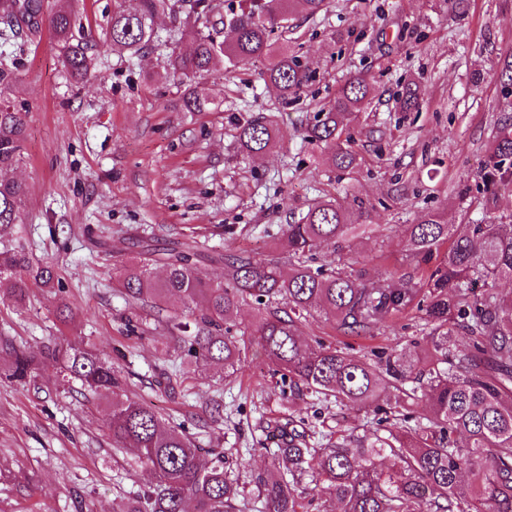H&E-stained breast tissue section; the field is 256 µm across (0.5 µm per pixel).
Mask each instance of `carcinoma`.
Segmentation results:
<instances>
[{
  "label": "carcinoma",
  "mask_w": 512,
  "mask_h": 512,
  "mask_svg": "<svg viewBox=\"0 0 512 512\" xmlns=\"http://www.w3.org/2000/svg\"><path fill=\"white\" fill-rule=\"evenodd\" d=\"M188 0H138L133 10L117 5L103 41L75 35L72 10L60 4L48 14V26L61 49L69 76L84 82L96 76L100 45L138 55L159 40L156 19L167 14L172 28L185 25L182 8ZM327 0H229L224 10L211 0H193L190 8L205 17L206 30L193 35L191 53L173 51L167 69L186 82L216 73L224 64L247 66L265 62L266 83L282 102L296 99L313 80L299 50L272 35L288 16H315ZM44 0H3L0 23L12 29L42 16ZM13 73L0 68V295L17 303L36 284L62 290L55 265L35 262L22 241L29 190L7 176L23 160L26 113L17 109L8 90ZM361 76L350 78L336 98L308 125V140L324 145L333 167L349 169L356 156L340 141L343 122L370 95ZM421 90L407 85L401 108H419ZM210 102L191 87L182 96V110L203 112ZM241 147L249 154L266 152L274 142L270 124L251 120L238 127ZM484 188H512V123L497 127L480 170ZM357 229L351 213L334 202L313 205L301 222L287 225L282 242L296 259L285 272L273 259L233 255L224 258V280L202 277L199 254L183 243L157 257L141 251L137 263L121 269L113 281L134 309H149L154 322L177 339V357L195 366L224 363L237 371L246 344L231 334L230 321L245 303L260 314L256 333L272 372L289 379L290 389L332 395L352 407L377 401L389 381L403 382L413 364L388 356L376 369L330 346L310 347L296 334V323L313 309L336 319L351 332L365 331L425 298L427 317L466 331L470 344L448 354V337L434 342L433 367L423 385L430 402L427 423L389 432L364 443L350 435L330 448H309L305 436L279 431L275 455L282 474L263 482L267 512H299L302 483L307 476L322 482L336 512H512V300L487 293L470 305L477 283L492 287L512 279V224H471L463 235L435 214L408 227V252L426 257L448 244L439 265L423 281L399 288L366 285L344 271L327 272L306 261L324 242L341 243ZM162 262L165 277L153 280L150 265ZM42 360L60 365L64 376L80 383L92 396L112 399L108 430L112 445L133 453L154 474L148 490L122 501L117 512H234L239 484L225 469L224 455L207 458L183 430L167 427L151 406L126 395L125 380L112 363L100 358L82 337H65L45 347ZM33 359L15 351L10 378L24 387ZM389 457L382 469L376 459Z\"/></svg>",
  "instance_id": "carcinoma-1"
}]
</instances>
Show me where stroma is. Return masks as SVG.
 Masks as SVG:
<instances>
[{
    "label": "stroma",
    "instance_id": "1",
    "mask_svg": "<svg viewBox=\"0 0 512 512\" xmlns=\"http://www.w3.org/2000/svg\"><path fill=\"white\" fill-rule=\"evenodd\" d=\"M114 3L75 0L76 34L101 39ZM285 36L315 73L299 98L279 100L260 76L262 63L229 66L197 80L213 104L207 112L182 111L184 88L167 75L171 49L190 51L191 37L136 57L102 53L99 77L81 84L62 67L48 27L0 39V66L13 71L12 96L27 113L23 161L11 172L30 191L24 242L33 259L55 264L73 307L63 324L47 289L32 287L22 306L0 297V512H112L152 482L148 468L113 447L109 400L81 395L59 366L40 363L60 336L85 337L119 367L131 398L152 405L165 425H184L197 447L223 449L246 484L241 512H266L257 486L272 474L275 423L296 421L313 448L390 429L331 396H283L249 305L234 316L248 346L238 371L188 363L170 387L162 341L126 331L132 311L112 288L114 268L143 245L177 241L196 242L200 275L223 279L225 256L273 254L286 225L321 200L349 209L370 231L321 245L317 264L344 265L367 284L396 286L431 272L435 260L416 263L406 247L408 226L424 214L459 234L512 221V190L486 192L477 177L497 126L512 121V97L502 96L496 76L512 55V0H328L325 12L296 16ZM354 75L372 94L345 132L356 164L341 170L304 131ZM412 82L422 100L405 112L401 93ZM258 117L279 138L249 156L237 126ZM297 329L308 345L374 365L383 352L425 358L441 335L452 351L469 342L463 329L439 327L417 308L366 333L340 330L319 311ZM18 348L38 359L25 387L8 377Z\"/></svg>",
    "mask_w": 512,
    "mask_h": 512
}]
</instances>
